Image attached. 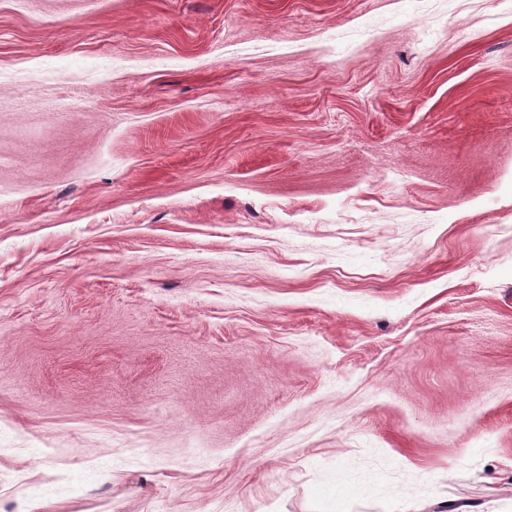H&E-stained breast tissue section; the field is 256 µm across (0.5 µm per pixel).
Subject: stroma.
I'll return each instance as SVG.
<instances>
[{
    "label": "stroma",
    "mask_w": 512,
    "mask_h": 512,
    "mask_svg": "<svg viewBox=\"0 0 512 512\" xmlns=\"http://www.w3.org/2000/svg\"><path fill=\"white\" fill-rule=\"evenodd\" d=\"M0 512H512V0H0Z\"/></svg>",
    "instance_id": "35a3bbf8"
}]
</instances>
